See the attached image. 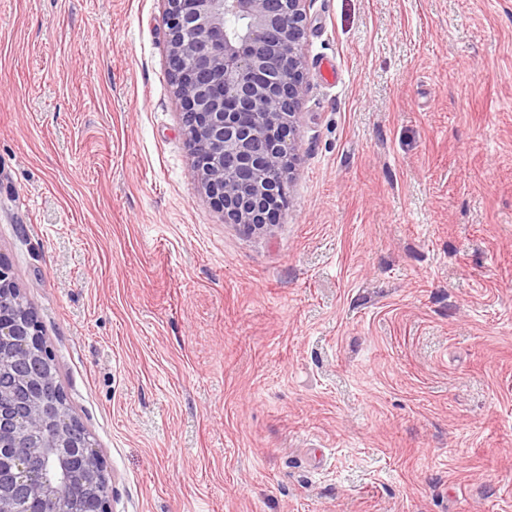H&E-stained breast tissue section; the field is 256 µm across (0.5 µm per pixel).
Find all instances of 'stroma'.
I'll return each mask as SVG.
<instances>
[{"instance_id":"35a3bbf8","label":"stroma","mask_w":512,"mask_h":512,"mask_svg":"<svg viewBox=\"0 0 512 512\" xmlns=\"http://www.w3.org/2000/svg\"><path fill=\"white\" fill-rule=\"evenodd\" d=\"M164 9L0 0V253L112 512H512V0H307L252 236Z\"/></svg>"}]
</instances>
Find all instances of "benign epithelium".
Listing matches in <instances>:
<instances>
[{"instance_id":"7a95c632","label":"benign epithelium","mask_w":512,"mask_h":512,"mask_svg":"<svg viewBox=\"0 0 512 512\" xmlns=\"http://www.w3.org/2000/svg\"><path fill=\"white\" fill-rule=\"evenodd\" d=\"M170 82L198 185L245 235L289 205L306 0H164ZM243 20L236 35L226 19ZM0 512H109L103 460L0 256Z\"/></svg>"}]
</instances>
